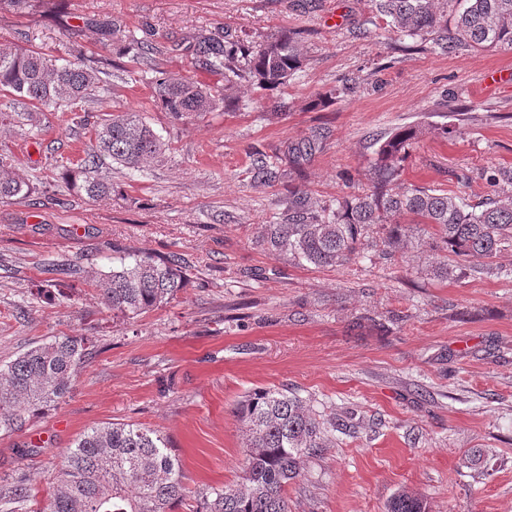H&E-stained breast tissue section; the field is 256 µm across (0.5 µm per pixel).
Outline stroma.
Segmentation results:
<instances>
[{
	"label": "stroma",
	"mask_w": 512,
	"mask_h": 512,
	"mask_svg": "<svg viewBox=\"0 0 512 512\" xmlns=\"http://www.w3.org/2000/svg\"><path fill=\"white\" fill-rule=\"evenodd\" d=\"M112 22L126 38L108 47L99 28ZM282 29L302 32L306 56L287 85L238 82L235 107L192 122L162 110L160 75L223 89L198 38L261 42ZM1 39L101 69L87 111L137 112L169 149L138 171L104 166L112 196L89 200L61 179L93 145L73 112H26L0 92V153L35 188L0 203V365L54 336L93 343L63 402L0 435V486L44 488L80 433L134 423L169 438L191 490L176 512H198L242 475L238 403L272 387L324 424H354L307 460L291 512H385L404 488L430 512H512V251L445 280L415 224L391 260L373 251L317 268L263 250L262 226L286 220L287 186L254 181L250 157L257 148L283 168L289 144L325 132L298 186L332 207L368 189L376 138L418 124L429 132L402 184L481 202L494 193L488 169L512 170V89L485 86L492 70L512 69V51L444 53L435 34L390 35L370 0H33L0 11ZM143 42L159 47L157 69L133 62ZM443 123L451 137L431 134ZM116 246L182 254L186 288L138 319L113 317L94 283ZM48 258L76 262L80 276L47 295Z\"/></svg>",
	"instance_id": "stroma-1"
}]
</instances>
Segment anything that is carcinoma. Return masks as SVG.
<instances>
[{
  "instance_id": "cac0c4a2",
  "label": "carcinoma",
  "mask_w": 512,
  "mask_h": 512,
  "mask_svg": "<svg viewBox=\"0 0 512 512\" xmlns=\"http://www.w3.org/2000/svg\"><path fill=\"white\" fill-rule=\"evenodd\" d=\"M371 2L387 32L395 36L437 31L436 45L446 53L461 47L512 51V0H467L468 6L451 23L439 0ZM197 52L224 69V92L185 78L157 80L156 97L177 120L201 118L221 104L229 107L236 78L246 76L263 90L283 86L305 61L299 34L291 30L258 44L209 36L197 43ZM99 83L98 71L82 63H61L10 41L0 42V91L35 108L89 101ZM422 134L420 126H405L380 138L367 192L336 200L334 209L288 186V222L264 225L259 244L313 266L333 267L379 244L393 255L401 249L405 225L423 224L430 229L426 247L456 263L493 259L512 250V193L471 206L444 189L397 187L409 149ZM94 135L95 147L63 171L69 187L93 201L112 195V183L99 175L106 161L138 170L168 148L137 112L107 115ZM322 144L319 132L291 144V170L301 174ZM252 174L264 183L277 178L257 149ZM31 192L30 184L10 169L9 158L0 154V202ZM185 267L176 252L163 259L142 252L123 255L96 283L100 304L123 320L159 309L185 288ZM89 347L86 337L55 336L0 365V434L22 430L34 416L62 402ZM237 414L248 438L242 481L212 489L201 512H290L288 486L301 477L310 455L333 446L323 422L299 396L270 387L248 394ZM0 496L33 503L31 512H174L186 498L185 474L179 456L159 433L108 422L79 435L43 490L33 493L22 484L5 485ZM386 512L429 508L423 497L402 490Z\"/></svg>"
}]
</instances>
